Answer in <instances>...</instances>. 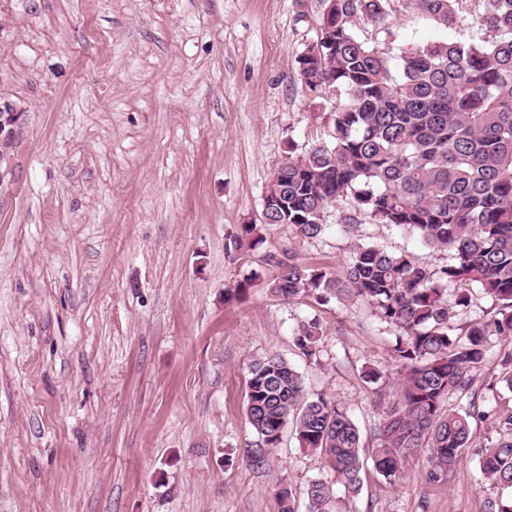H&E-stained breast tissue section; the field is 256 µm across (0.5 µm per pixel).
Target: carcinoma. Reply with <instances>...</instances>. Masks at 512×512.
Returning <instances> with one entry per match:
<instances>
[{
	"label": "carcinoma",
	"instance_id": "obj_1",
	"mask_svg": "<svg viewBox=\"0 0 512 512\" xmlns=\"http://www.w3.org/2000/svg\"><path fill=\"white\" fill-rule=\"evenodd\" d=\"M465 0H418L437 24L462 18ZM321 40L296 58L305 85L333 99L325 137L278 164L277 191L288 209L268 212L297 237L314 239L338 203L348 209L343 227L359 232L358 216L416 235L434 252L448 253L435 267L369 244L356 245L341 277L288 257L271 292L284 299H362L378 318L397 327L392 358L402 390L376 429V472L394 486L407 460L426 454L425 481L445 484L462 449L469 447L476 402L460 413L449 398L472 387L489 336H512V0H483L476 23L490 33L482 43L430 42L407 47L392 72L385 52L356 33L385 24L391 0H323ZM265 242L264 225L243 224L228 239L234 251ZM454 301H448V287ZM478 288L498 312L456 334L457 309ZM321 328L301 323L294 337L315 355ZM245 416L256 440L243 460L268 465L293 423L300 447L318 455L350 494L361 488V433L339 404L305 394L304 378L285 359L268 355L250 369ZM498 438L477 450L481 470L512 490V413L497 422ZM307 512H343L333 486L308 482ZM280 512H296V491L275 488Z\"/></svg>",
	"mask_w": 512,
	"mask_h": 512
}]
</instances>
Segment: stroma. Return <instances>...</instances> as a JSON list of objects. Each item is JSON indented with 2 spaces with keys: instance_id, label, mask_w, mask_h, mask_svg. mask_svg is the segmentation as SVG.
I'll list each match as a JSON object with an SVG mask.
<instances>
[{
  "instance_id": "1",
  "label": "stroma",
  "mask_w": 512,
  "mask_h": 512,
  "mask_svg": "<svg viewBox=\"0 0 512 512\" xmlns=\"http://www.w3.org/2000/svg\"><path fill=\"white\" fill-rule=\"evenodd\" d=\"M481 0L443 27L396 0L388 32L358 28L390 62L402 48L478 42ZM322 0H0V512H279L274 489L304 491L321 459L285 428L275 458L242 459L249 366L277 354L309 394L341 403L372 444L396 398L399 331L367 303L271 294L277 259L339 274L356 240L435 266L447 254L344 205L320 237L266 226L261 249L228 252L288 150L320 139L329 101L310 96L297 55L317 37ZM259 279L229 290L250 271ZM315 319L312 357L294 338ZM489 339L471 392L474 423L446 485L425 455L398 486L366 469L349 512H485L501 491L477 446L512 412ZM382 374L378 383L368 370Z\"/></svg>"
}]
</instances>
